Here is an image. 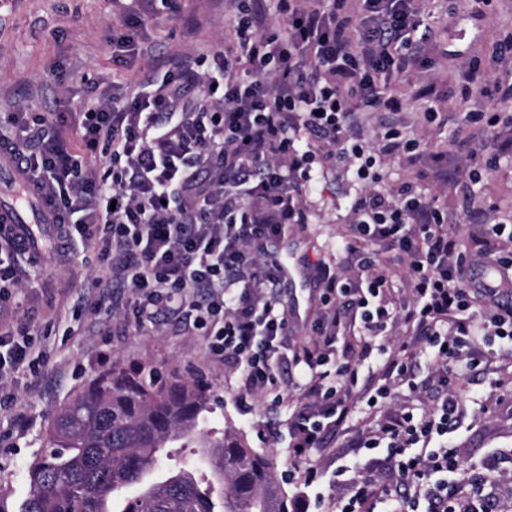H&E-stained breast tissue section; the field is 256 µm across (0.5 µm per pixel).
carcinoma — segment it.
<instances>
[{
    "label": "carcinoma",
    "instance_id": "obj_1",
    "mask_svg": "<svg viewBox=\"0 0 512 512\" xmlns=\"http://www.w3.org/2000/svg\"><path fill=\"white\" fill-rule=\"evenodd\" d=\"M211 395L198 380L112 368L80 388L49 421L52 447L28 469L20 512H299L274 457L236 430L215 438L202 416ZM167 448H196L195 469H163Z\"/></svg>",
    "mask_w": 512,
    "mask_h": 512
}]
</instances>
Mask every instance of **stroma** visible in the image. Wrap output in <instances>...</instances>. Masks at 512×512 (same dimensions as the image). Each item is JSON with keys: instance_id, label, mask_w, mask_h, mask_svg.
I'll return each instance as SVG.
<instances>
[{"instance_id": "stroma-1", "label": "stroma", "mask_w": 512, "mask_h": 512, "mask_svg": "<svg viewBox=\"0 0 512 512\" xmlns=\"http://www.w3.org/2000/svg\"><path fill=\"white\" fill-rule=\"evenodd\" d=\"M434 35L424 50V66L396 82L405 109L400 123L411 136L421 137L427 149L444 153L453 134L468 125L467 115L481 111L482 96L466 95L480 73H491L500 85L512 83V0H491L477 13L472 0H431ZM227 0H178V16L159 9H141L138 0H0V114L27 104L43 112L59 109L61 100L78 104L110 88L113 80H128L132 67L113 59L107 38L122 30L131 13H139V34L157 55L183 52L212 56L224 39ZM437 115L425 119L427 107ZM357 190L347 168L326 167L318 192L308 200L310 223L289 227L283 238L268 242L278 257L295 266L323 257L347 277L356 253L368 244L352 234L348 202ZM449 212L464 215L480 204H495L504 219L512 218V157H500L496 168L478 184L447 191ZM93 255L77 256L68 266L54 268L30 291L15 320L27 323L46 358L35 373L21 374L16 397L0 409V490L8 494L11 512H18L29 493L26 472L45 448L44 431L56 411L90 379L112 366L158 367L167 380L201 379L216 396L208 416L211 430L234 425L252 446H267L276 456L279 473L290 489H298L305 466L295 461L284 444L264 442L280 417L268 404L252 402L242 411L233 388L231 368L208 357L202 337L166 328L149 331L121 316H92L83 309L81 283ZM281 301L293 323L290 342L307 344L320 306L308 289L289 283ZM470 388L489 399L482 416H466L462 427L449 434L463 466L512 448V364L494 363L472 373Z\"/></svg>"}]
</instances>
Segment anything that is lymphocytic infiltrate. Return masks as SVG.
<instances>
[{"label":"lymphocytic infiltrate","instance_id":"1","mask_svg":"<svg viewBox=\"0 0 512 512\" xmlns=\"http://www.w3.org/2000/svg\"><path fill=\"white\" fill-rule=\"evenodd\" d=\"M230 0L218 72L186 52L158 71L137 21L111 37L113 56L137 64L74 112L71 142L60 113L18 105L0 142L22 146L30 178L67 217L56 255L94 252L87 311L122 290L124 318L175 323L203 337L213 360L234 366L240 397L287 408L285 438L305 463L300 499L317 512H498L485 487L497 457L462 469L448 444L467 412L463 382L497 358L512 359V228L474 213L449 224L438 198L415 182L379 189L397 158L425 161L421 140L390 124L367 140L362 113L404 110L386 93L403 50L419 59L430 40L422 0ZM458 166L438 180L476 181L492 170L486 143L456 138ZM343 162L359 184L351 205L357 239L403 256L407 301L376 254L339 278L325 259L306 262L322 310L312 342L288 344L277 292L284 262L265 252L290 225L308 223L324 162ZM22 253L0 237V311L31 288ZM45 353L30 328L0 322V405ZM293 362L292 394L280 368ZM440 387L419 409L396 404L417 391L419 368ZM353 436L325 475L313 452Z\"/></svg>","mask_w":512,"mask_h":512}]
</instances>
